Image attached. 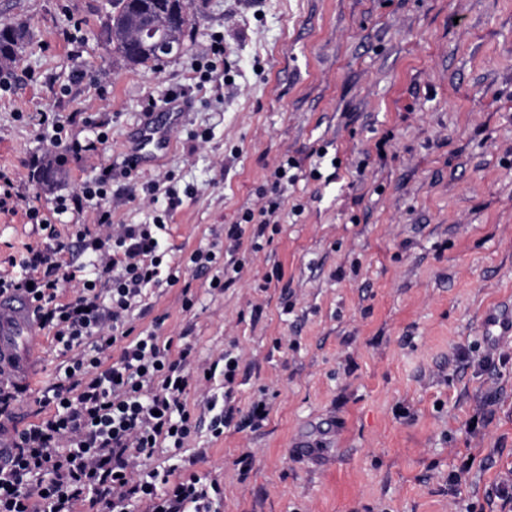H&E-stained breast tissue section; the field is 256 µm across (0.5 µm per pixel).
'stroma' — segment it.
I'll use <instances>...</instances> for the list:
<instances>
[{
	"label": "stroma",
	"instance_id": "stroma-1",
	"mask_svg": "<svg viewBox=\"0 0 512 512\" xmlns=\"http://www.w3.org/2000/svg\"><path fill=\"white\" fill-rule=\"evenodd\" d=\"M109 9L0 0V22L26 24L35 42L0 85V169L22 192L0 212V262L36 241L30 208L51 214L120 166L150 103L177 92L168 153L112 178L125 195L113 223H151L163 205L142 185L173 175L183 199L165 246L179 256L259 208L283 156L303 163L279 234L243 244L233 288L211 296L187 272L136 320L187 336L203 358L236 347L240 408L270 403L258 429L195 440L206 453L193 472L224 485L219 512H504L491 492L512 473V338L489 344L483 319L512 310V0H193L184 50L156 69L113 52ZM216 34L232 69L201 88L193 65ZM44 112L80 113L72 134L101 124L109 139L56 166ZM322 149L315 180L306 165ZM60 362L43 341L11 428L34 422Z\"/></svg>",
	"mask_w": 512,
	"mask_h": 512
}]
</instances>
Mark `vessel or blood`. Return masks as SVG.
Segmentation results:
<instances>
[{
  "label": "vessel or blood",
  "instance_id": "vessel-or-blood-1",
  "mask_svg": "<svg viewBox=\"0 0 512 512\" xmlns=\"http://www.w3.org/2000/svg\"><path fill=\"white\" fill-rule=\"evenodd\" d=\"M139 141V148L128 154L135 167H143L168 152L169 124L164 113L148 114L140 127ZM28 307L25 297H0V368L20 375L29 372L32 353L42 342Z\"/></svg>",
  "mask_w": 512,
  "mask_h": 512
}]
</instances>
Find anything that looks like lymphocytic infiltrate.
<instances>
[{"instance_id":"lymphocytic-infiltrate-1","label":"lymphocytic infiltrate","mask_w":512,"mask_h":512,"mask_svg":"<svg viewBox=\"0 0 512 512\" xmlns=\"http://www.w3.org/2000/svg\"><path fill=\"white\" fill-rule=\"evenodd\" d=\"M43 130L60 146L56 162L61 166L85 158L108 139L102 129L84 141L65 137L64 125L53 115L46 116ZM299 166L292 157L281 161L258 190L264 205L242 210L225 225L226 254L238 253L246 234L252 249H260L268 231L278 229L283 192L296 181ZM111 185L112 171L106 168L59 199L53 219L30 210V219L42 227L41 237L25 245L21 275L0 272V297H27L39 328L51 334L65 357L42 396L52 413L15 432L9 458L0 465V512H77L85 501L96 512H213L223 494L221 482H202L187 466L171 463L191 447L200 424L187 394L201 391L209 433L216 440L229 427L258 428L269 414L263 398L245 412L235 404L240 355L225 350L195 364L192 345L176 351L156 330H136L134 313L151 290L174 286L188 270L208 273L216 254L199 248L166 259L161 241L179 196L166 192L168 207L152 223L116 224L104 205ZM91 207L97 212L93 231L79 221ZM66 214L77 225L65 241L56 219ZM68 247L92 255L93 272L65 301L66 275L57 256ZM113 347L120 353L107 359Z\"/></svg>"}]
</instances>
